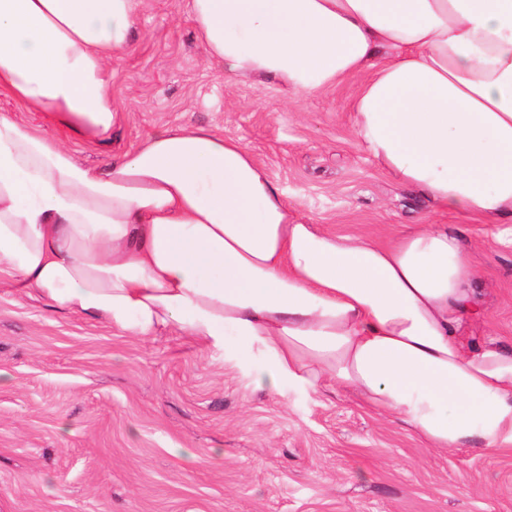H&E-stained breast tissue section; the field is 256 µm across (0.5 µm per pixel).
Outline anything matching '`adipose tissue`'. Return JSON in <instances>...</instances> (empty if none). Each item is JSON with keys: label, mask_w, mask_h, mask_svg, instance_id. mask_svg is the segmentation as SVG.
Wrapping results in <instances>:
<instances>
[{"label": "adipose tissue", "mask_w": 512, "mask_h": 512, "mask_svg": "<svg viewBox=\"0 0 512 512\" xmlns=\"http://www.w3.org/2000/svg\"><path fill=\"white\" fill-rule=\"evenodd\" d=\"M142 0H0V276L114 330H179L260 347L258 387L327 384L429 447H512V352L476 341L471 251L438 224L387 240L296 217L240 141L162 126L101 165L63 133L104 139L112 63ZM210 65L298 99L364 80L355 133L440 212L512 248V0H187Z\"/></svg>", "instance_id": "obj_1"}]
</instances>
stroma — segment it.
I'll return each mask as SVG.
<instances>
[{"label": "stroma", "instance_id": "obj_1", "mask_svg": "<svg viewBox=\"0 0 512 512\" xmlns=\"http://www.w3.org/2000/svg\"><path fill=\"white\" fill-rule=\"evenodd\" d=\"M361 81L292 103L275 79L228 80L184 0H144L112 67L121 119L105 140L66 145L98 165L155 128L207 127L241 140L292 211L330 231L447 225L474 248V335L512 349V250L372 159L352 126ZM265 363L178 332L123 336L0 280V512H512V449L428 447L333 386L258 388Z\"/></svg>", "mask_w": 512, "mask_h": 512}]
</instances>
